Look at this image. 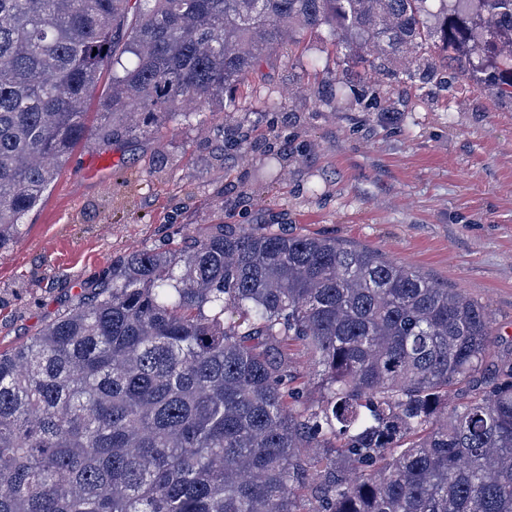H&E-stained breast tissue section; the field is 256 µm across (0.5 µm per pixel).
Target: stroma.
<instances>
[{"instance_id":"35a3bbf8","label":"stroma","mask_w":512,"mask_h":512,"mask_svg":"<svg viewBox=\"0 0 512 512\" xmlns=\"http://www.w3.org/2000/svg\"><path fill=\"white\" fill-rule=\"evenodd\" d=\"M424 57L362 67L327 28L296 29L223 109L81 141L0 252V351L36 336L112 261L184 229L271 224L379 251L465 291L512 351V103Z\"/></svg>"}]
</instances>
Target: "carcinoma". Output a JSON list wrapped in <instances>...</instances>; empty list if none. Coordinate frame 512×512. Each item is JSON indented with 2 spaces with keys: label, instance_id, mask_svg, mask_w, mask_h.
Listing matches in <instances>:
<instances>
[{
  "label": "carcinoma",
  "instance_id": "carcinoma-1",
  "mask_svg": "<svg viewBox=\"0 0 512 512\" xmlns=\"http://www.w3.org/2000/svg\"><path fill=\"white\" fill-rule=\"evenodd\" d=\"M323 24L373 65L439 48L431 71L512 101V0H0V250L84 138L221 104ZM0 512H512V353L375 250L212 224L0 352ZM111 88V74L109 71L104 70L100 76L98 86L86 104L85 124L91 130H94L101 121V103L110 92Z\"/></svg>",
  "mask_w": 512,
  "mask_h": 512
}]
</instances>
